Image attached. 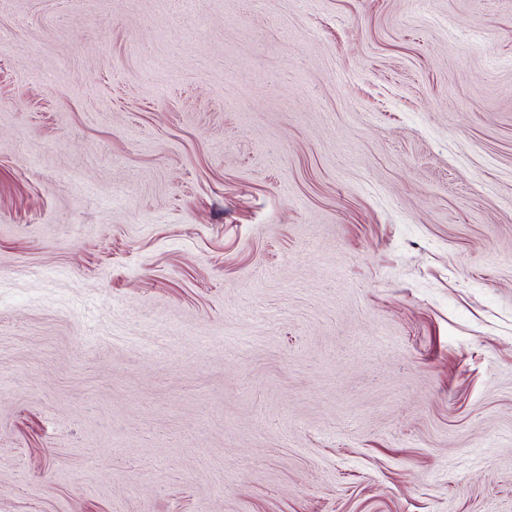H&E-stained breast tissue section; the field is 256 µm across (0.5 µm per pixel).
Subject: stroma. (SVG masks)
Segmentation results:
<instances>
[{
  "mask_svg": "<svg viewBox=\"0 0 512 512\" xmlns=\"http://www.w3.org/2000/svg\"><path fill=\"white\" fill-rule=\"evenodd\" d=\"M0 512H512V0H0Z\"/></svg>",
  "mask_w": 512,
  "mask_h": 512,
  "instance_id": "1",
  "label": "stroma"
}]
</instances>
